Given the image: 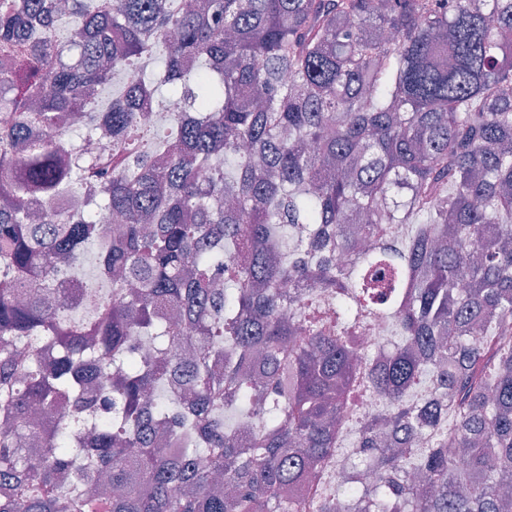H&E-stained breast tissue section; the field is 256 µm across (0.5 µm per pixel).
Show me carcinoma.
I'll use <instances>...</instances> for the list:
<instances>
[{"label":"carcinoma","mask_w":512,"mask_h":512,"mask_svg":"<svg viewBox=\"0 0 512 512\" xmlns=\"http://www.w3.org/2000/svg\"><path fill=\"white\" fill-rule=\"evenodd\" d=\"M0 424V512H512V0H0ZM360 341L367 353L383 352L394 342L389 335L387 322L382 319L375 322L367 335L360 337Z\"/></svg>","instance_id":"obj_1"}]
</instances>
